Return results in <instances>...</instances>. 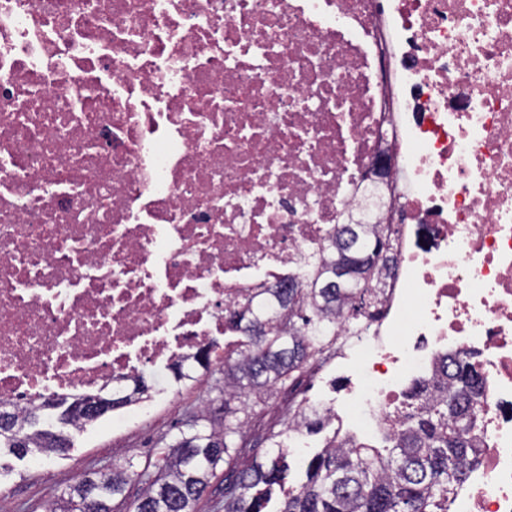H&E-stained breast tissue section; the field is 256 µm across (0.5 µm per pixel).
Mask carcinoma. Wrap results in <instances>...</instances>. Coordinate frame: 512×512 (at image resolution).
<instances>
[{
	"instance_id": "1",
	"label": "carcinoma",
	"mask_w": 512,
	"mask_h": 512,
	"mask_svg": "<svg viewBox=\"0 0 512 512\" xmlns=\"http://www.w3.org/2000/svg\"><path fill=\"white\" fill-rule=\"evenodd\" d=\"M350 238L343 224L315 260L313 275L278 291L280 325L257 318L244 328L250 349L238 360L224 362V424L204 416L183 424L162 462L139 472H93L70 486L50 512H122L130 475L142 485L134 512H195L194 506L222 462L224 512H263L275 487H283L288 449L276 448L256 457L243 470L231 466L247 446L246 423L230 403L247 409L248 394L286 381L295 383L313 368L318 355L341 336H355L362 318L380 305L376 288L391 255L390 227L358 224ZM484 382L465 358L442 363L433 383H413L405 393L408 412L394 431L389 448H324L306 463V482L295 495L286 494L280 512H448V495L463 482L475 463L470 439L472 418ZM151 386L139 377L131 393L112 403L124 408L132 397H150ZM54 406L47 399L18 411L0 404V448L22 445L43 456L64 455L36 428L34 412ZM105 412L72 416L62 440L72 447L74 434Z\"/></svg>"
}]
</instances>
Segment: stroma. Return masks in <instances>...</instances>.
I'll return each instance as SVG.
<instances>
[{
	"label": "stroma",
	"instance_id": "obj_1",
	"mask_svg": "<svg viewBox=\"0 0 512 512\" xmlns=\"http://www.w3.org/2000/svg\"><path fill=\"white\" fill-rule=\"evenodd\" d=\"M317 385L316 373H308L298 394L313 395ZM295 395L284 384L251 395L244 419L248 436L257 443L254 454L265 452L266 436L281 431ZM199 413L223 421V368H210L186 385L153 392L146 409L133 419H126L121 409L107 413L77 434L65 455H34L21 461L4 458L0 461V512H47L85 474L109 472L130 461L140 467L149 461L160 462L178 426ZM254 454L239 456L237 468L248 467Z\"/></svg>",
	"mask_w": 512,
	"mask_h": 512
}]
</instances>
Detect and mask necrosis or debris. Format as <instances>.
<instances>
[{
  "label": "necrosis or debris",
  "mask_w": 512,
  "mask_h": 512,
  "mask_svg": "<svg viewBox=\"0 0 512 512\" xmlns=\"http://www.w3.org/2000/svg\"><path fill=\"white\" fill-rule=\"evenodd\" d=\"M394 162L374 164L386 147ZM391 214L381 314L301 397L378 441L442 357L484 380L448 512H512V0H0V402L234 355L338 225Z\"/></svg>",
  "instance_id": "necrosis-or-debris-1"
}]
</instances>
